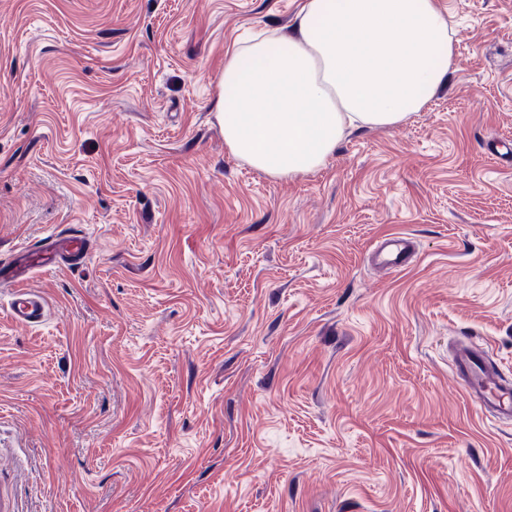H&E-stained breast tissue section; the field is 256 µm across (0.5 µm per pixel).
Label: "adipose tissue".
Instances as JSON below:
<instances>
[{
    "label": "adipose tissue",
    "mask_w": 512,
    "mask_h": 512,
    "mask_svg": "<svg viewBox=\"0 0 512 512\" xmlns=\"http://www.w3.org/2000/svg\"><path fill=\"white\" fill-rule=\"evenodd\" d=\"M456 69L438 0H304L290 34L226 56L217 103L224 143L272 176L314 172L347 128L403 122Z\"/></svg>",
    "instance_id": "adipose-tissue-1"
}]
</instances>
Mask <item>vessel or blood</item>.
Masks as SVG:
<instances>
[{
  "instance_id": "b4317fda",
  "label": "vessel or blood",
  "mask_w": 512,
  "mask_h": 512,
  "mask_svg": "<svg viewBox=\"0 0 512 512\" xmlns=\"http://www.w3.org/2000/svg\"><path fill=\"white\" fill-rule=\"evenodd\" d=\"M414 253L413 238L399 233L377 243L371 258L375 263L399 271L411 264ZM89 254L90 243L86 236L74 232L22 247L9 262H0V288L12 291L11 319L26 327L42 325L48 316L46 301L27 288V281L47 270L83 266ZM451 375L488 421L512 422V376L503 372L482 344L472 340L457 341L451 357Z\"/></svg>"
}]
</instances>
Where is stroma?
I'll return each mask as SVG.
<instances>
[{
  "mask_svg": "<svg viewBox=\"0 0 512 512\" xmlns=\"http://www.w3.org/2000/svg\"><path fill=\"white\" fill-rule=\"evenodd\" d=\"M457 71L320 170L234 157L214 84L303 0H0V512H512V426L451 377L512 372V0H440ZM404 232L401 272L369 247ZM90 254L89 240L74 232L18 249L8 263L0 262V288H12L10 318L26 327L42 325L48 316L47 304L26 287L34 275L61 267H81ZM451 375L488 421L512 422V377L503 372L482 344L457 340Z\"/></svg>",
  "mask_w": 512,
  "mask_h": 512,
  "instance_id": "35a3bbf8",
  "label": "stroma"
}]
</instances>
